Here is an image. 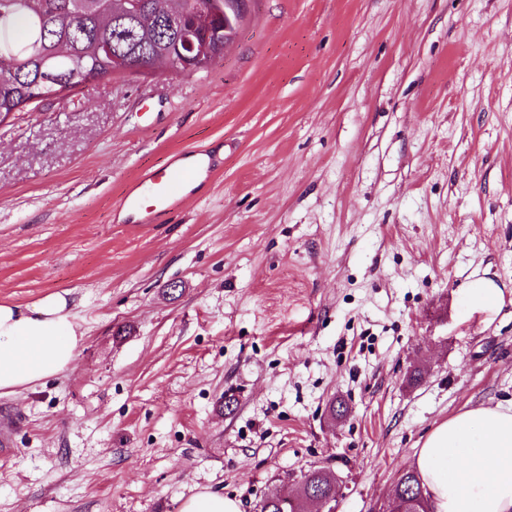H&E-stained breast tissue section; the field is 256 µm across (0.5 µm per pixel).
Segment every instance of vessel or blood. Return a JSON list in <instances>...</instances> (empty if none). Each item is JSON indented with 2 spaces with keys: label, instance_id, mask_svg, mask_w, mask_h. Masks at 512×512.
Here are the masks:
<instances>
[{
  "label": "vessel or blood",
  "instance_id": "obj_1",
  "mask_svg": "<svg viewBox=\"0 0 512 512\" xmlns=\"http://www.w3.org/2000/svg\"><path fill=\"white\" fill-rule=\"evenodd\" d=\"M217 163L210 150L190 149L175 155L162 170L145 172L115 205L138 223H155L161 212L174 210L190 196L197 181L208 180Z\"/></svg>",
  "mask_w": 512,
  "mask_h": 512
}]
</instances>
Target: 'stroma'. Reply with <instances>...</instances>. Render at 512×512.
Segmentation results:
<instances>
[{"label": "stroma", "instance_id": "obj_1", "mask_svg": "<svg viewBox=\"0 0 512 512\" xmlns=\"http://www.w3.org/2000/svg\"><path fill=\"white\" fill-rule=\"evenodd\" d=\"M190 147L203 188L116 216ZM64 291L84 341L0 396V512H260L316 467L384 512L435 425L512 400V0H256L209 71L9 114L0 304ZM216 170V159L209 149L182 151L162 170L145 172L123 193L115 210L127 217H137L136 224H154L161 212L174 210ZM147 200L152 204L146 205ZM181 512H242V504L238 499L203 489L183 504Z\"/></svg>", "mask_w": 512, "mask_h": 512}]
</instances>
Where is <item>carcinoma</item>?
<instances>
[{
    "instance_id": "1",
    "label": "carcinoma",
    "mask_w": 512,
    "mask_h": 512,
    "mask_svg": "<svg viewBox=\"0 0 512 512\" xmlns=\"http://www.w3.org/2000/svg\"><path fill=\"white\" fill-rule=\"evenodd\" d=\"M190 0H139V8L116 0H0V121L12 112L38 108L43 83L52 78L57 92L68 93L115 74L113 57L121 55L135 67H175L181 30L171 16ZM211 32L212 57L195 63L206 72L215 57H224V26ZM326 469L314 468L301 478L300 501L316 492L336 494ZM400 497L426 504L416 473L404 474Z\"/></svg>"
}]
</instances>
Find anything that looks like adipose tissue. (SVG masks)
I'll return each instance as SVG.
<instances>
[{
  "mask_svg": "<svg viewBox=\"0 0 512 512\" xmlns=\"http://www.w3.org/2000/svg\"><path fill=\"white\" fill-rule=\"evenodd\" d=\"M83 342L69 302L0 304V395L64 372ZM429 512H512V405H480L439 423L415 460Z\"/></svg>",
  "mask_w": 512,
  "mask_h": 512,
  "instance_id": "adipose-tissue-1",
  "label": "adipose tissue"
}]
</instances>
